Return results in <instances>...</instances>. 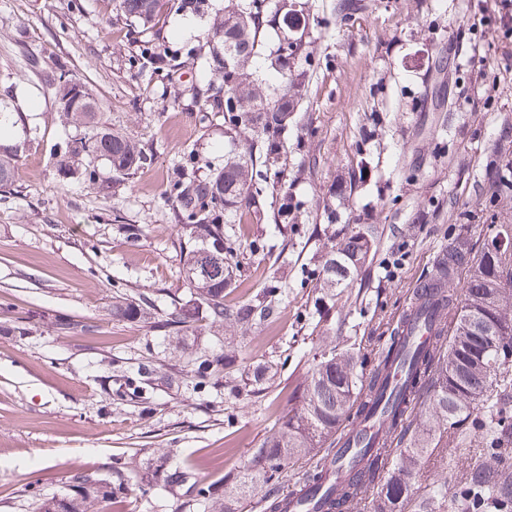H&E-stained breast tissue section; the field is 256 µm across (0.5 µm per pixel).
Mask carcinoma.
Instances as JSON below:
<instances>
[{"mask_svg": "<svg viewBox=\"0 0 512 512\" xmlns=\"http://www.w3.org/2000/svg\"><path fill=\"white\" fill-rule=\"evenodd\" d=\"M113 8L115 18L141 31H159L166 24L171 0H101ZM304 16L289 9L284 13L267 9L265 0H229L224 17L212 27L214 46L202 54L209 72L222 81L224 96L216 109L224 113V127L230 134L243 130L263 137L266 155L277 149L278 139L288 126V112L299 93V85L288 76L278 84L263 86L248 72L252 62L279 65L282 55L267 52L268 27L292 31ZM140 65L158 71L171 60L152 48L140 51ZM55 98L61 112L75 124L96 123L97 131L80 144L57 143L53 153L88 158L102 157L116 172L139 169L146 157L134 138L112 133L96 119L92 94L87 87L60 71L53 78ZM17 151L0 153V196L14 190ZM194 156H188L172 181L170 193L176 200L179 218L188 232L184 270L192 287L190 301L173 307L154 328L178 334L206 321L213 327L248 324L266 319L273 312L269 303H224V291L235 283L234 252L224 249V223L231 217L259 224L265 216L260 204L264 187L249 171L246 161L228 159L224 167L205 181L194 175ZM374 232L368 227L343 237L322 265L323 287L348 288L354 272L373 250ZM467 270L462 288L455 287L460 271ZM439 289L436 309L446 312V332L436 334L428 345L410 357L413 385L422 400L415 415L405 419L397 405L403 391L389 389L391 368L403 343V336H391L388 355L368 375L361 370V355L353 347L339 348L331 336L321 337V350L306 375L293 387L288 406L255 449L246 469L224 475L221 483L195 478L187 470L170 469L157 459L135 470L143 494L163 484L172 490L185 489L179 512H243L251 502L268 504L269 512H282L280 490L288 486V469L314 459L315 451L336 442L337 431L350 414L370 416L382 399L393 402L386 438L372 446L366 466L341 490L331 489L324 501L348 502L354 512H441L447 507L448 488L436 475L448 458V434L467 429L472 417L495 403L504 413L487 443L468 451L469 464L464 490L460 492L467 512H484L487 493L498 512H512V424L507 413L512 405V385L500 383L501 370L512 366V249L499 254L488 245L478 253L469 247L468 237L457 236L448 243L442 261L432 270ZM147 300L122 297L112 302V318L130 323L146 320ZM228 356L201 360L193 369L196 385L203 386L215 376ZM155 367L144 363L138 378L124 377V385L139 390L137 380H151ZM126 463L118 460L105 474L77 469L64 490L39 496L34 512H106L122 498Z\"/></svg>", "mask_w": 512, "mask_h": 512, "instance_id": "cac0c4a2", "label": "carcinoma"}]
</instances>
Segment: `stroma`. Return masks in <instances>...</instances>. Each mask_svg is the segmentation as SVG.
I'll use <instances>...</instances> for the list:
<instances>
[{
	"mask_svg": "<svg viewBox=\"0 0 512 512\" xmlns=\"http://www.w3.org/2000/svg\"><path fill=\"white\" fill-rule=\"evenodd\" d=\"M297 3L310 56L288 60L302 93L268 169L288 190H265L262 223L224 227L239 263L227 303L272 288L275 313L168 338L113 319L111 308L124 294L149 298L156 313L189 300L170 176L191 153L200 179L248 155L245 139L225 134L223 113L191 93L211 76L189 50L226 0L171 13L160 42L178 64L171 74L142 69L151 34L132 42L95 0H0V90L17 82L38 139L0 199V512H30L34 495L57 492L75 467L103 473L117 458L134 467L162 456L211 480L243 470L321 337L384 335L449 239L468 234L478 250L512 224V194L498 184L512 171V39L489 0ZM30 52L43 74L29 71ZM61 67L87 85L113 131L135 136L143 167L123 175L100 159L90 183L51 154L54 142L89 133L46 91V74ZM480 82L491 95L476 96ZM369 225L375 252L318 317L324 255ZM229 350L234 366L195 388L194 360ZM148 358L168 381L119 393L118 376ZM259 368L268 378L258 393L229 395L227 382Z\"/></svg>",
	"mask_w": 512,
	"mask_h": 512,
	"instance_id": "obj_1",
	"label": "stroma"
}]
</instances>
